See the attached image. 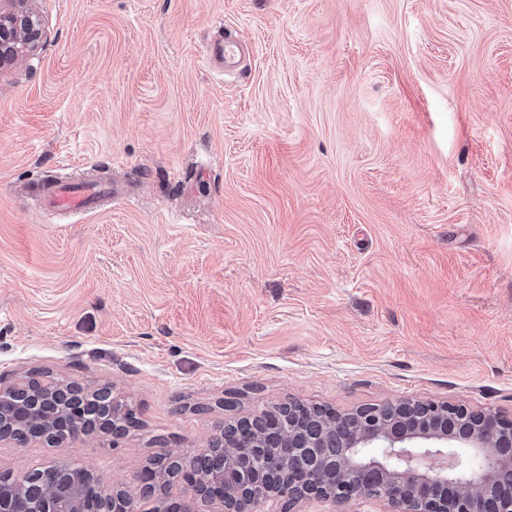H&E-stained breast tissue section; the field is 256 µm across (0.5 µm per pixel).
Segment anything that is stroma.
<instances>
[{"label": "stroma", "mask_w": 512, "mask_h": 512, "mask_svg": "<svg viewBox=\"0 0 512 512\" xmlns=\"http://www.w3.org/2000/svg\"><path fill=\"white\" fill-rule=\"evenodd\" d=\"M0 67V383L102 386L118 446L0 442L148 512L149 458L295 400L512 418V0H28ZM232 31L241 70L205 62ZM121 197L58 214L32 191ZM42 38L39 19L30 12L0 8V65L15 61L25 51H34ZM34 191L47 206L72 214L88 211L102 197L115 194V189L97 183L93 178L72 182L49 181L38 185Z\"/></svg>", "instance_id": "1"}]
</instances>
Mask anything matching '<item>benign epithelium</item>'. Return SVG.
I'll return each instance as SVG.
<instances>
[{
  "label": "benign epithelium",
  "mask_w": 512,
  "mask_h": 512,
  "mask_svg": "<svg viewBox=\"0 0 512 512\" xmlns=\"http://www.w3.org/2000/svg\"><path fill=\"white\" fill-rule=\"evenodd\" d=\"M39 19L30 12L0 9V65L37 48ZM26 372L0 387V403L12 405L15 422L38 425L42 438L76 439L106 431L84 425L85 395L71 382L56 381L42 393ZM211 448H242L224 456L204 477L191 469L180 475L181 495L161 512H251L254 499L283 500L280 512L316 497L341 507L376 499L385 512H512V419L491 409L434 400L390 399L349 412L290 402L220 426ZM278 448L271 459L266 449ZM150 496L163 476L138 475ZM23 483H0V512H27ZM128 499L117 488L77 464L53 465L38 486L37 512H134L116 508Z\"/></svg>",
  "instance_id": "1"
}]
</instances>
